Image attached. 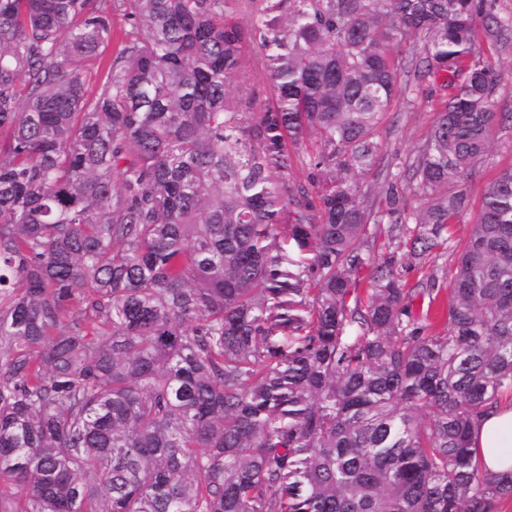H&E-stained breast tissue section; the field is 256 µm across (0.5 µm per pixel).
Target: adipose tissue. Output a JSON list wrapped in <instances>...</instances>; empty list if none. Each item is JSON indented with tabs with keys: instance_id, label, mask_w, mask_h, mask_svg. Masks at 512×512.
I'll return each instance as SVG.
<instances>
[{
	"instance_id": "adipose-tissue-1",
	"label": "adipose tissue",
	"mask_w": 512,
	"mask_h": 512,
	"mask_svg": "<svg viewBox=\"0 0 512 512\" xmlns=\"http://www.w3.org/2000/svg\"><path fill=\"white\" fill-rule=\"evenodd\" d=\"M483 468L489 472H512V401H500L479 419L472 436Z\"/></svg>"
}]
</instances>
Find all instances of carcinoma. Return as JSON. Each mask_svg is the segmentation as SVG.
Returning <instances> with one entry per match:
<instances>
[{"mask_svg": "<svg viewBox=\"0 0 512 512\" xmlns=\"http://www.w3.org/2000/svg\"><path fill=\"white\" fill-rule=\"evenodd\" d=\"M479 17L512 33L488 0H0V512H498L511 165L451 232L506 120ZM441 72L396 173L401 78ZM401 247L456 256L440 331ZM265 54L266 52L262 48L255 47L253 50L248 51L246 61V66L249 68V70H251V81L255 88L259 91L260 101L270 97V93L264 77V69L260 63H257V61H260L261 57H263ZM401 79L402 94L398 96L381 126V139L385 164L392 170H402L403 164L425 141L435 119L439 102L448 94L442 78L411 79L405 90ZM483 469L497 474L512 471V401H500L479 419L472 436Z\"/></svg>", "mask_w": 512, "mask_h": 512, "instance_id": "cac0c4a2", "label": "carcinoma"}]
</instances>
